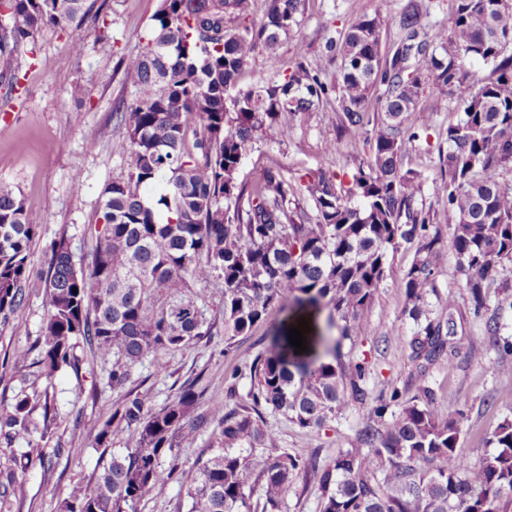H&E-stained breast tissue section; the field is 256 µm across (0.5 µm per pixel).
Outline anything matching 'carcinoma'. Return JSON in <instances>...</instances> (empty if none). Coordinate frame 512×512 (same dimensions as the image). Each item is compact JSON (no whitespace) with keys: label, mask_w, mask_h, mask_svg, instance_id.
Masks as SVG:
<instances>
[{"label":"carcinoma","mask_w":512,"mask_h":512,"mask_svg":"<svg viewBox=\"0 0 512 512\" xmlns=\"http://www.w3.org/2000/svg\"><path fill=\"white\" fill-rule=\"evenodd\" d=\"M252 5L160 0L152 38L126 57L131 99L115 117L129 142L130 170L104 190L87 264L76 263L62 239L50 249L46 280L34 278L29 250L39 225L19 195L0 189V325L34 289H45L48 312L35 342L41 374L77 368L82 339L110 366L112 388L122 389L143 360L161 371L166 354L209 335L197 283L224 286L227 349L290 303L329 309L328 326L341 321L342 338L352 341L364 333L389 252L415 243L403 282L415 394L403 400L395 388L372 395L363 363L329 337L311 363L291 361L275 347L259 353L249 366L251 403L210 410L220 441L197 464L187 512H279L299 474L318 485L320 512H512V420L489 433L492 450L474 464L460 445L459 413L437 405L425 383L427 366L453 351L426 310L442 242L418 203L421 174L401 165L407 147L430 129V113L419 106L424 90L467 86L461 116L446 129L440 190L455 218L458 267L480 312L485 289L512 265V188L501 183L512 169V7L448 0L430 31L411 0L390 56L379 15L351 22L338 45L340 127L356 133L369 125L367 104L379 88L384 119L370 154L344 182L320 169L293 178L274 167L240 178L255 139H287L288 119L319 110L328 98L319 75L300 62L277 80L243 85L258 50L276 52L297 26L301 0H264L258 21ZM93 7L88 0H0V55L47 28L81 22ZM476 63L491 67L490 75L477 77ZM407 113L413 125L404 130ZM198 400L191 385L155 411L127 396L88 433L105 445L116 420L130 432L128 445L102 465L93 488L64 499L60 512H125L150 488L176 481V466L164 458L176 433L190 430ZM397 400L399 412L383 422ZM350 401L367 411L358 446L339 449L326 464L315 451L305 458L268 452L277 438L264 412L321 429ZM54 425L49 395H24L0 410V443L37 448ZM246 471L255 473L256 500L244 491Z\"/></svg>","instance_id":"1"}]
</instances>
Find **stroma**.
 <instances>
[{"label": "stroma", "instance_id": "35a3bbf8", "mask_svg": "<svg viewBox=\"0 0 512 512\" xmlns=\"http://www.w3.org/2000/svg\"><path fill=\"white\" fill-rule=\"evenodd\" d=\"M408 0H305L300 23L276 53L256 54L245 73V83L277 78L292 63L317 71L327 85L336 83L337 59L326 45L338 38L357 16L379 14L384 21L386 51H394L400 38L399 19ZM159 0H105L99 15L87 17L75 33L84 44L81 54L71 53L67 33L45 31L33 50H21L10 59L0 58V188L20 194L39 225L30 245L32 273L48 271L50 247L66 239L76 262L91 258L97 238L94 227L103 191L113 180L126 177L129 149L124 132L113 117L116 106L128 99L130 80L123 63L133 49L150 37L151 17ZM18 75L21 93L10 92L6 78ZM83 96H73L75 86ZM466 88L439 96H423L431 112L428 137L419 139L402 160L403 168L422 175L421 199L432 225L450 239L454 217L440 191L439 148L449 123L457 120ZM336 101L295 119L291 134L280 141L264 137L253 142L242 166L249 178L266 167L298 176L318 168L349 179L373 145V134L363 131L340 135ZM416 247L405 243L389 257L387 277L365 313V335L354 342L353 355L365 362V387L411 390L414 364L410 351L392 345V337L410 338L412 323L403 314V279ZM428 295L429 316L453 321L454 361H437L426 372L439 405L463 413L461 444L472 458L489 445L487 434L503 419H512V311L498 312L503 288L512 289V268L502 272L486 290L485 306L474 312L465 278L451 248H444L432 276ZM199 306L211 325V334L167 357L165 372L152 361L136 366L129 387L148 408L157 410L172 400L180 388L194 384L200 394L188 416L192 433L180 434L174 453L181 466L180 481L158 485L136 503V512H186L185 490L196 473L198 459L207 457L220 430L207 415L212 405L223 403L228 392L248 402L249 365L270 344L265 327L224 345V290L218 283L200 286ZM44 291L31 294L18 315L0 326V408L18 392H49L54 397L57 425L51 441L39 450L18 443L0 447V483L13 481L14 492L0 512H58L73 490L93 486L103 461L113 450L123 449L128 432L115 427L109 445H97L87 434L90 423L108 418L122 404L121 392L108 384V368L96 358L93 347L80 343L78 369L64 368L44 378L35 363L32 345L47 314ZM499 315V332L488 336L485 323ZM267 427L279 446L294 456L319 450L322 460L337 449L357 441L366 424V411L348 402L335 423L321 430L301 429L278 414H266ZM64 447L54 457L55 447Z\"/></svg>", "mask_w": 512, "mask_h": 512}]
</instances>
